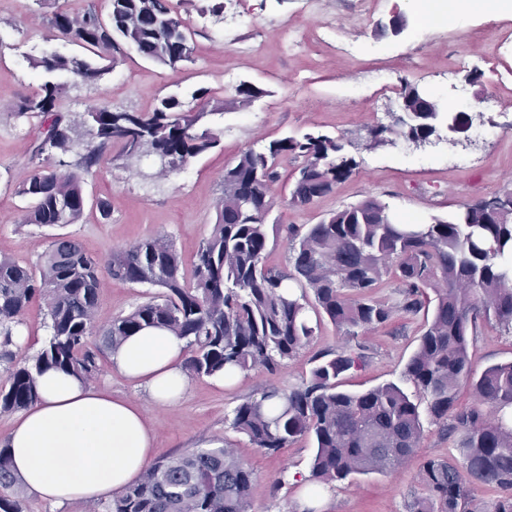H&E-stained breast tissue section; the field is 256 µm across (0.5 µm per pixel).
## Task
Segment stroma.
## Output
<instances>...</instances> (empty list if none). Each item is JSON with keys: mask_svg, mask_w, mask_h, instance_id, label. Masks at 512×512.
I'll return each mask as SVG.
<instances>
[{"mask_svg": "<svg viewBox=\"0 0 512 512\" xmlns=\"http://www.w3.org/2000/svg\"><path fill=\"white\" fill-rule=\"evenodd\" d=\"M237 6L254 23L241 30L238 43L232 45L224 19L207 12L206 0H177L175 8L193 34L192 60L178 69L148 60L127 45L110 73L97 83L58 75V82L68 87L58 109L71 116L103 106L146 112L168 95L190 100L201 87L223 102L224 112L214 118L218 145L183 170L165 176L155 174L154 159L129 163L118 159L116 149L105 151L84 177L86 206L80 220L37 226L21 223L27 200L17 192L32 169L37 140L18 127L12 113L21 98L37 92L44 80L37 60L81 52L52 25L53 14L94 9L105 15L110 4L109 0H0V256L37 265L54 236L65 234L77 239L89 255L104 260L141 239L164 236L180 254L184 270H191L215 222L225 168L247 148L312 132L344 136L357 146L360 165L333 193L295 207L289 192L296 164L281 160L267 219L268 260L280 267L289 255L286 225L318 223L368 197L388 203L401 217L424 220L512 190V80L503 77L512 70L511 10L468 14L448 27L424 24L418 0H382L351 33L361 53L350 57L338 44L319 39L324 28L343 25L339 0H324L319 11L309 0H238ZM395 14L407 18V30L397 37L381 34V24ZM284 25L295 30L300 41L297 51L283 50L280 28ZM411 58L416 61L412 67L407 64ZM242 80L265 91L247 107L236 102L233 92ZM408 84L454 110L494 120V131L479 141L452 145L443 129L420 147L400 137L391 146L363 149L368 129L391 124V113ZM100 199L110 203L109 216H101L96 206ZM158 293L148 284L104 280L95 323L107 325ZM15 331L23 340L11 345V360L0 358V382L9 362L32 359L44 347L51 333L44 305L32 304ZM422 332V318L398 314L385 329L352 338L326 319L311 343L276 372L251 370L224 387L207 377H193L182 399L166 407L115 371L110 358L101 360L96 383L113 395L133 399L156 423L155 458L191 448H232L256 477L250 512H304L315 485L309 468L311 441L303 439L280 454H266L230 428L232 410L265 389L285 391L309 379L316 355L355 346L362 348L367 364L348 374L347 390L404 384L403 372ZM469 356L478 371L512 361V328L493 322L481 325L470 339ZM424 429L419 449L396 473L354 475L334 483L324 489L326 503L317 512H409L414 498L423 493L419 473L424 458L454 452L452 442L432 421H425Z\"/></svg>", "mask_w": 512, "mask_h": 512, "instance_id": "obj_1", "label": "stroma"}]
</instances>
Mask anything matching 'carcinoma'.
<instances>
[{
  "label": "carcinoma",
  "instance_id": "cac0c4a2",
  "mask_svg": "<svg viewBox=\"0 0 512 512\" xmlns=\"http://www.w3.org/2000/svg\"><path fill=\"white\" fill-rule=\"evenodd\" d=\"M107 17L89 10L57 12L53 23L86 55H52L38 61L45 73L38 92L22 98L12 115L20 125L37 121L42 140L33 169L18 193L30 200L23 223H76L83 214V175L109 148L133 159L149 153L168 171L218 144L210 127L217 114L208 91L193 99L196 111L174 95L147 112L94 108L79 118L60 113L65 86L57 72L84 82L101 80L112 68L118 42L172 68L191 60L193 47L169 0H109ZM265 91L249 81L235 88L249 105ZM400 105L410 110L402 127L378 126L368 149L427 141L446 117L435 102L406 87ZM73 155L75 159L66 160ZM299 161L289 202L303 207L328 195L359 166L342 136H286L263 149L243 151L224 169V194L216 222L196 254L191 277L172 242L149 237L95 260L69 236L55 237L35 270L0 257V346L13 343V325L34 301L47 308L51 334L32 360L15 365L0 384V412L24 410L39 399L37 376L53 368L92 382L101 356L127 336L165 328L186 340L189 376L212 377L262 368L276 370L306 347L315 332L307 294L316 313L346 336L376 331L400 312L424 315V331L409 360L406 380L428 400V413L454 441L456 455L426 458L420 468L424 493L410 512H512V361L475 375L469 336L481 322L512 325V190L488 206L478 200L446 217L404 221L375 197L336 210L317 224L290 225L288 267L266 264V219L271 188L282 158ZM395 298L375 301L385 278ZM151 284L158 296L108 326L95 327L104 279ZM435 293L429 298L425 289ZM364 365L352 349L323 354L310 379L288 391L267 389L233 410L231 428L257 448L276 454L297 438H313L311 476L322 485L354 474H391L424 436L419 404L397 384L361 392L339 389L340 377ZM468 385L477 400L455 408L457 388ZM476 480L500 491L490 506L470 507L465 483ZM254 474L226 448H199L162 458L142 479L112 500L108 512H249ZM9 448H0V512H23Z\"/></svg>",
  "mask_w": 512,
  "mask_h": 512
}]
</instances>
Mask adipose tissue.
<instances>
[{
    "label": "adipose tissue",
    "instance_id": "obj_1",
    "mask_svg": "<svg viewBox=\"0 0 512 512\" xmlns=\"http://www.w3.org/2000/svg\"><path fill=\"white\" fill-rule=\"evenodd\" d=\"M512 10V0H424L425 14L456 23L469 12ZM186 341L159 328L129 336L112 351L113 367L161 404L188 386ZM39 401L21 413L8 436L13 474L40 498L97 501L136 482L154 454L155 433L131 401L66 372L37 378Z\"/></svg>",
    "mask_w": 512,
    "mask_h": 512
}]
</instances>
